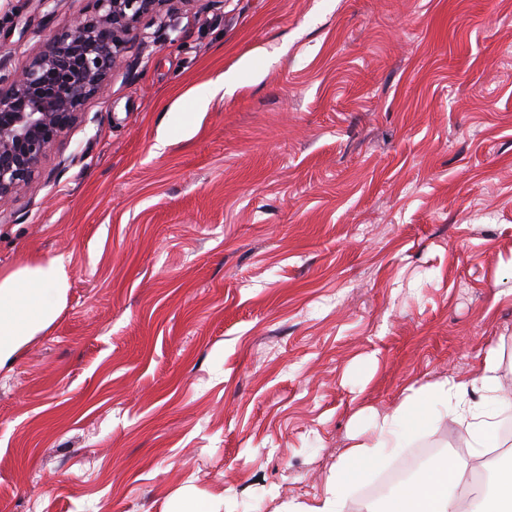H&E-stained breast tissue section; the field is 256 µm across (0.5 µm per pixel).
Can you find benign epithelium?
Returning <instances> with one entry per match:
<instances>
[{
  "instance_id": "7a95c632",
  "label": "benign epithelium",
  "mask_w": 512,
  "mask_h": 512,
  "mask_svg": "<svg viewBox=\"0 0 512 512\" xmlns=\"http://www.w3.org/2000/svg\"><path fill=\"white\" fill-rule=\"evenodd\" d=\"M169 0H91L90 13L15 73L0 60V212L29 185L49 147L127 62L137 24Z\"/></svg>"
}]
</instances>
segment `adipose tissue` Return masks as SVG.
<instances>
[{
	"label": "adipose tissue",
	"instance_id": "adipose-tissue-1",
	"mask_svg": "<svg viewBox=\"0 0 512 512\" xmlns=\"http://www.w3.org/2000/svg\"><path fill=\"white\" fill-rule=\"evenodd\" d=\"M68 279L60 257L0 270V369L55 321L66 301ZM499 367L497 351L488 349L473 383L438 381L412 390L396 408L374 413L368 430L350 435L326 478L323 494L293 504L290 512H345L349 487L362 470L396 454L444 414L465 424L468 447H494L499 417L512 409V393L502 391ZM472 385L477 386L480 401L471 400L468 388ZM472 466L471 457L460 454L432 460L397 489L391 512H459L454 489Z\"/></svg>",
	"mask_w": 512,
	"mask_h": 512
}]
</instances>
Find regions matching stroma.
Instances as JSON below:
<instances>
[{
  "mask_svg": "<svg viewBox=\"0 0 512 512\" xmlns=\"http://www.w3.org/2000/svg\"><path fill=\"white\" fill-rule=\"evenodd\" d=\"M90 9L0 0V59ZM127 61L0 213L1 268L71 271L0 370V512H284L410 389L493 346L512 390V0H180Z\"/></svg>",
  "mask_w": 512,
  "mask_h": 512,
  "instance_id": "stroma-1",
  "label": "stroma"
}]
</instances>
